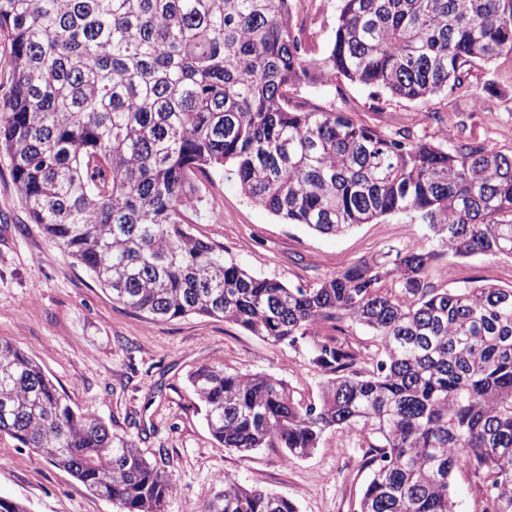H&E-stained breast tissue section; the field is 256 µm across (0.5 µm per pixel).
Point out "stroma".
Instances as JSON below:
<instances>
[{
    "mask_svg": "<svg viewBox=\"0 0 512 512\" xmlns=\"http://www.w3.org/2000/svg\"><path fill=\"white\" fill-rule=\"evenodd\" d=\"M338 0H291L318 57L336 27ZM470 93H440L407 101L338 78L300 86L308 108L347 113L357 124L392 135L440 143L444 130L512 155V58L468 70ZM192 230L224 248L257 277L308 287L391 250L425 245L412 214L388 215L336 235L285 223L244 196L229 174L198 184ZM512 286V258L472 256L454 261L452 280L437 287ZM35 360L71 406L98 415L133 437L146 456L173 471L176 484L164 512H201L217 490L216 473L280 493L299 512H354L369 473L354 439L331 431L309 456L288 462L280 448L243 455L209 435L187 383L201 364L265 372L286 382L303 402L318 401L324 372L307 347L274 345L221 319L188 315L154 322L113 301L111 294L32 223L7 155L0 153V341ZM0 496L28 512H117L67 472L0 433Z\"/></svg>",
    "mask_w": 512,
    "mask_h": 512,
    "instance_id": "35a3bbf8",
    "label": "stroma"
}]
</instances>
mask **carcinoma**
Wrapping results in <instances>:
<instances>
[{
  "instance_id": "cac0c4a2",
  "label": "carcinoma",
  "mask_w": 512,
  "mask_h": 512,
  "mask_svg": "<svg viewBox=\"0 0 512 512\" xmlns=\"http://www.w3.org/2000/svg\"><path fill=\"white\" fill-rule=\"evenodd\" d=\"M12 78L0 98L8 155L32 223L112 298L156 321L219 317L274 344L311 342L328 374L305 403L267 373L201 365L188 382L210 436L248 453L308 456L331 430L371 470L356 512H454L466 471L484 512H512V287L439 288L433 262L512 257V156L458 135L404 142L288 96L343 77L410 100L463 88L512 55V0H340L314 58L289 0H0ZM230 171L289 224L336 234L413 213L436 247L388 251L310 287L260 278L190 230L196 182ZM348 318L377 337L372 368L318 338ZM119 512H164L171 472L40 366L0 341V433ZM202 512H298L226 475Z\"/></svg>"
}]
</instances>
